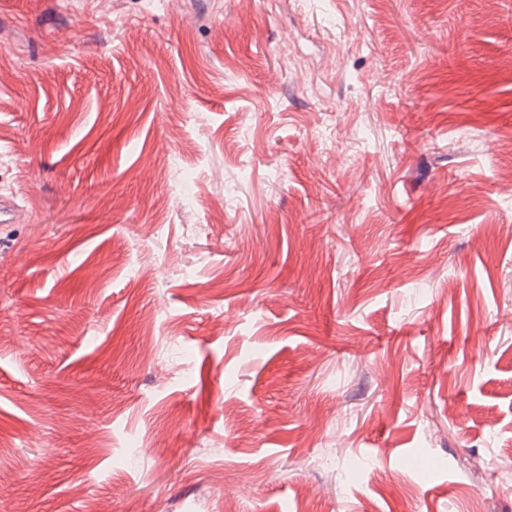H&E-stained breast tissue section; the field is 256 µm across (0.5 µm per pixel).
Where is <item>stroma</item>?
<instances>
[{
	"mask_svg": "<svg viewBox=\"0 0 512 512\" xmlns=\"http://www.w3.org/2000/svg\"><path fill=\"white\" fill-rule=\"evenodd\" d=\"M1 197L0 512H512V0H0Z\"/></svg>",
	"mask_w": 512,
	"mask_h": 512,
	"instance_id": "obj_1",
	"label": "stroma"
}]
</instances>
